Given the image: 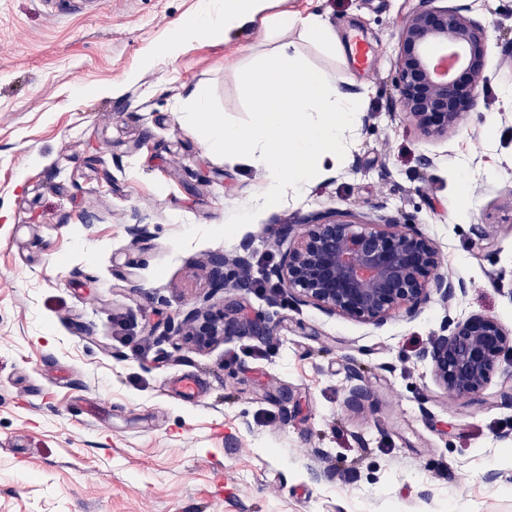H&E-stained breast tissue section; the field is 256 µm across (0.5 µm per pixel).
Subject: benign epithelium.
I'll use <instances>...</instances> for the list:
<instances>
[{
	"label": "benign epithelium",
	"instance_id": "obj_1",
	"mask_svg": "<svg viewBox=\"0 0 512 512\" xmlns=\"http://www.w3.org/2000/svg\"><path fill=\"white\" fill-rule=\"evenodd\" d=\"M421 0L400 22L394 87L400 112L426 137L448 134L474 106L484 81L488 32L469 16L471 7H439ZM296 244L267 269L277 291L327 315L383 323L403 308L417 314L436 295L444 304L466 290L461 279L440 272L434 241L414 224L377 214L355 221L338 210L315 216L308 224L288 226ZM251 242L209 260L210 288L224 291L223 322L197 308L176 335L205 344L226 336L271 334V319L250 317L235 294L253 290ZM512 332L489 315L474 314L449 334L430 337L420 358L432 365L435 381L451 399L479 392L497 370Z\"/></svg>",
	"mask_w": 512,
	"mask_h": 512
}]
</instances>
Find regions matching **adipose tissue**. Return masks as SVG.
<instances>
[{"label":"adipose tissue","instance_id":"adipose-tissue-1","mask_svg":"<svg viewBox=\"0 0 512 512\" xmlns=\"http://www.w3.org/2000/svg\"><path fill=\"white\" fill-rule=\"evenodd\" d=\"M269 6L270 0H205L190 29L170 39L164 50L176 54L194 31L215 41L229 40L264 20ZM243 78L251 90L250 126L217 119L200 90H191L188 98L208 132V149L232 155L262 174L265 203L277 202L289 189L306 190L324 165H341L363 105L360 95L310 68L289 43L279 44L271 59L252 64Z\"/></svg>","mask_w":512,"mask_h":512}]
</instances>
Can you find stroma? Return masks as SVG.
I'll list each match as a JSON object with an SVG mask.
<instances>
[{
	"label": "stroma",
	"instance_id": "1",
	"mask_svg": "<svg viewBox=\"0 0 512 512\" xmlns=\"http://www.w3.org/2000/svg\"><path fill=\"white\" fill-rule=\"evenodd\" d=\"M418 3L274 0L275 39L199 34L167 56L201 0H0V512H512V352L455 402L419 357L471 314L512 330V0H438L471 4L489 50L475 107L433 138L393 96ZM309 14L337 48L294 24ZM284 42L365 107L341 169L259 208L260 173L207 150L186 96L250 124L242 71ZM381 206L434 239L458 300L377 325L264 279L288 225ZM246 236L244 312L272 316L273 336L198 350L169 334L203 298L222 312L208 261ZM187 372L199 400L173 392ZM356 373L367 396L351 404Z\"/></svg>",
	"mask_w": 512,
	"mask_h": 512
}]
</instances>
